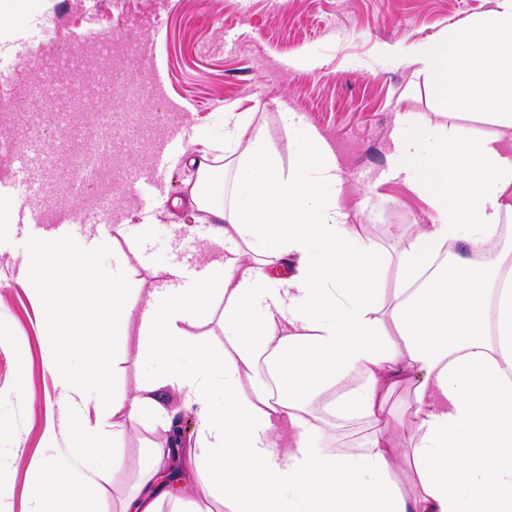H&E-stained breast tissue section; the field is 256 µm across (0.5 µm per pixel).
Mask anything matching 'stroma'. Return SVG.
<instances>
[{"label": "stroma", "instance_id": "stroma-1", "mask_svg": "<svg viewBox=\"0 0 512 512\" xmlns=\"http://www.w3.org/2000/svg\"><path fill=\"white\" fill-rule=\"evenodd\" d=\"M493 7L494 0H28L26 12L13 6L0 10V64L10 67L13 78L0 91V123L10 122L14 96L24 94L29 112L63 108L87 129L97 126L99 102L75 91L63 99L43 93L26 55L38 42L61 53L89 30L104 44L153 42L151 61L124 77L164 76L168 98L180 106L186 142L164 183L132 200L116 187L105 222L70 226L71 234L95 244L100 270L126 275L131 303L160 287L171 265L194 273L207 262L212 230L206 214L187 203L196 173L185 157L199 150L203 139L228 136L223 119L228 106L265 126L287 169L297 135L284 129L279 112L285 106L302 115L336 155L340 204L349 223L365 225L392 255L435 216L426 198L390 175V135L402 117L425 116L441 128L512 136V129H500L489 115L438 97L433 77L411 56L413 47L436 43ZM112 107L121 113L119 123L109 137L95 140V148L124 171L145 164L152 146L143 141L141 127L160 118L162 107L122 96L113 98ZM45 144L49 176L38 186L17 176L19 159L0 156V200L35 196L44 211L58 217L80 212L90 193L76 190L53 152L65 148V161H76L86 140L61 144L49 137ZM32 240L23 226L0 237V324L7 330L0 339V465L12 471L9 486L0 489V512H28L35 481L29 461L41 453L43 433L59 413L54 377L42 361L46 338L38 328L37 304L19 281ZM151 372L138 341H131L115 362L110 387L133 395ZM163 442L162 428L149 419L125 421L123 468L107 484L109 512H117L137 485L143 452Z\"/></svg>", "mask_w": 512, "mask_h": 512}]
</instances>
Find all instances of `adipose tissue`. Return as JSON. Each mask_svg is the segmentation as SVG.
I'll list each match as a JSON object with an SVG mask.
<instances>
[{
    "instance_id": "obj_1",
    "label": "adipose tissue",
    "mask_w": 512,
    "mask_h": 512,
    "mask_svg": "<svg viewBox=\"0 0 512 512\" xmlns=\"http://www.w3.org/2000/svg\"><path fill=\"white\" fill-rule=\"evenodd\" d=\"M412 57L442 96L512 128V0ZM391 142L395 175L437 213L392 257L348 223L336 158L315 130L295 142L287 172L260 126L246 145L188 159L189 202L225 245L196 279L173 268L135 306L84 239L69 240L60 274L47 257L63 231L24 256L60 408L43 436L51 455L29 463V512H106L101 479L122 469L124 420L172 429L176 391L197 417V444L145 452L120 512H512V148L427 119L398 125ZM62 289L87 291L99 314L80 316ZM215 310L224 343L200 346L185 326ZM133 325L156 373L128 399L109 382ZM402 386L413 426L399 449L388 400ZM329 416L365 427L359 450L326 449ZM174 465L199 495L162 481Z\"/></svg>"
}]
</instances>
